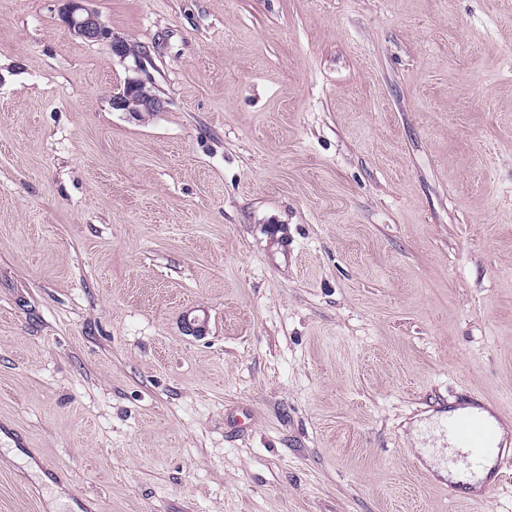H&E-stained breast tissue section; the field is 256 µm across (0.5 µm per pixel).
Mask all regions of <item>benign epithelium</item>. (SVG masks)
<instances>
[{"label":"benign epithelium","mask_w":512,"mask_h":512,"mask_svg":"<svg viewBox=\"0 0 512 512\" xmlns=\"http://www.w3.org/2000/svg\"><path fill=\"white\" fill-rule=\"evenodd\" d=\"M62 20L67 31L74 37L87 42H107L112 54L120 59H133L135 68L145 69L150 54H133L128 45L112 35V31L101 21L97 12L87 6V0H64ZM112 107L122 112L139 116L144 112L161 109L162 101L152 93L141 80H128L112 95Z\"/></svg>","instance_id":"obj_1"}]
</instances>
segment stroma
I'll return each instance as SVG.
<instances>
[{
  "label": "stroma",
  "instance_id": "obj_1",
  "mask_svg": "<svg viewBox=\"0 0 512 512\" xmlns=\"http://www.w3.org/2000/svg\"><path fill=\"white\" fill-rule=\"evenodd\" d=\"M62 6L0 0V512H512L437 426L512 429V0H90L139 73ZM112 107L115 110L140 116L144 112L160 110L162 101L152 93L144 81L127 80L123 87L113 93Z\"/></svg>",
  "mask_w": 512,
  "mask_h": 512
}]
</instances>
